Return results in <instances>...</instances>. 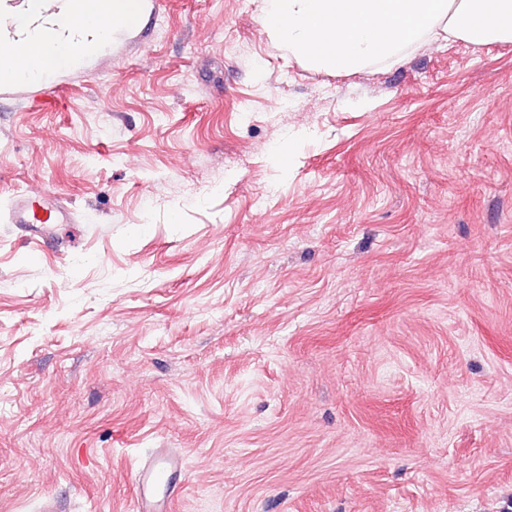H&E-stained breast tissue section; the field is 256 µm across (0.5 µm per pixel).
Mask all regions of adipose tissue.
<instances>
[{
	"mask_svg": "<svg viewBox=\"0 0 512 512\" xmlns=\"http://www.w3.org/2000/svg\"><path fill=\"white\" fill-rule=\"evenodd\" d=\"M85 16L134 31L144 11L142 0H86ZM263 29L310 67L354 72L401 62L431 40L511 43L512 0H266Z\"/></svg>",
	"mask_w": 512,
	"mask_h": 512,
	"instance_id": "ef3b65f1",
	"label": "adipose tissue"
}]
</instances>
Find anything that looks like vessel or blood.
<instances>
[{
  "label": "vessel or blood",
  "mask_w": 512,
  "mask_h": 512,
  "mask_svg": "<svg viewBox=\"0 0 512 512\" xmlns=\"http://www.w3.org/2000/svg\"><path fill=\"white\" fill-rule=\"evenodd\" d=\"M83 5L84 0H0V48L16 54L33 52L42 46L43 34L48 31L56 43L78 45L80 51L74 66L90 69L126 29L116 20L104 29L83 23ZM64 218L62 209L30 198L16 202L11 210V219L16 224H59ZM183 470L182 456L170 448L140 460L135 470L132 512H164V491Z\"/></svg>",
  "instance_id": "vessel-or-blood-1"
}]
</instances>
